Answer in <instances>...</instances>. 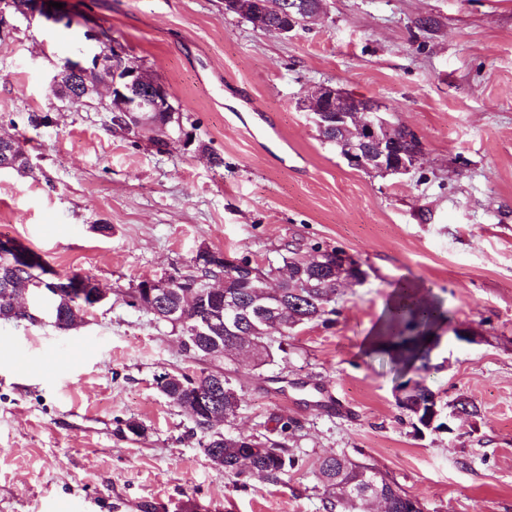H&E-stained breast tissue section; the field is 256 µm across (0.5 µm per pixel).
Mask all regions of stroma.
<instances>
[{"label": "stroma", "instance_id": "35a3bbf8", "mask_svg": "<svg viewBox=\"0 0 512 512\" xmlns=\"http://www.w3.org/2000/svg\"><path fill=\"white\" fill-rule=\"evenodd\" d=\"M62 3L77 26L19 17L0 41V134L30 165L0 171V239L93 277L109 300L67 331L44 312L0 321V512H323L317 464L336 453L388 474L423 512H512V0H324L287 37L224 0ZM89 27L169 89L183 134L167 151L151 130L125 138L109 113L53 95ZM323 84L414 130L416 169L350 168L299 106ZM317 244L366 277L260 368L189 356L171 325L124 300L188 271L203 246L264 265ZM404 281L446 313L428 385L480 408L447 432L416 430L395 403L399 376L363 348ZM210 371L241 395L219 432L296 422L297 463L279 482L225 475L155 385Z\"/></svg>", "mask_w": 512, "mask_h": 512}]
</instances>
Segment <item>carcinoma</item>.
Returning <instances> with one entry per match:
<instances>
[{
    "label": "carcinoma",
    "instance_id": "carcinoma-1",
    "mask_svg": "<svg viewBox=\"0 0 512 512\" xmlns=\"http://www.w3.org/2000/svg\"><path fill=\"white\" fill-rule=\"evenodd\" d=\"M159 128L152 138L157 151L163 152L169 147V136L180 129V117L175 120L164 114L156 117ZM26 261L22 262L12 253L0 252V320H25L27 316L14 305V295L33 286L30 270L44 271L48 264L24 245H19ZM336 252L320 245L311 251L300 254L296 251L288 256V277L279 282L277 306L280 307L279 319L282 325L280 335L286 336L295 327L316 321H328V316L336 313L337 274L331 264L318 267L309 263L315 253ZM255 273L251 276L234 273L223 265L213 266L208 259L194 260V269L180 275V281L173 285L168 301L188 308V315L194 317L204 313L212 306L211 297L205 294V283L219 274L224 275V298L236 305V320L244 327L240 335H224V342H234V346H247L255 367L266 365L273 357V349H282L274 337L267 334L268 326L259 322H247L249 306L253 300V285L264 276L271 279L276 268L253 264ZM67 282H59L56 287L64 289V294L53 300L55 312L54 324L60 330H68L81 317V313L90 307V299L82 298L66 290ZM390 328L393 330L392 349L387 351L392 362L412 366L421 362L414 386L409 381L397 385L403 391L397 398V406L409 416L424 424L431 411V399L434 391L426 383L422 373L430 369V354L435 329L443 322L444 313L434 298L424 300L413 290L402 291L397 302L388 310ZM213 373L209 372L194 379L187 374L173 373L167 382L166 398L184 408L193 418L196 426L207 435L203 443L207 456L212 449H220L224 473L239 477L243 474L240 461L250 460L251 471L262 474L272 481H279L288 469L295 466V460L288 455L285 443L267 435L226 436L210 433L213 427L211 417L196 408V392ZM240 406V395L230 378H224V396L220 402L221 420L236 414ZM323 498L324 512H343L349 508L353 512H363L372 501L386 504L387 512H422L419 502L409 496L386 474L370 464L352 459L344 454H336L322 459L318 464Z\"/></svg>",
    "mask_w": 512,
    "mask_h": 512
}]
</instances>
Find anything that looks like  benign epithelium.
<instances>
[{
	"mask_svg": "<svg viewBox=\"0 0 512 512\" xmlns=\"http://www.w3.org/2000/svg\"><path fill=\"white\" fill-rule=\"evenodd\" d=\"M241 5L257 17L256 28L266 29L262 19L268 16L269 0H236V6ZM322 5L323 0H285L280 11L282 22L272 32L280 36L289 35L302 19L322 12ZM85 39L80 57L76 60L68 58L59 67V70L72 75V87L68 90L70 100L78 102L94 97V89L86 76L106 72L112 75V84L103 99L105 109L125 122L134 134L140 133L139 117L175 111L169 91L162 84L148 79L142 66L129 62L119 43L114 41L110 48L103 49L99 33L89 31L85 33ZM307 99L312 103L318 129L336 131V147L351 168L392 175H407L415 168L422 154L419 138L412 130L384 119L380 115L382 106L378 103L355 98L329 85L314 88ZM403 139L416 143V149L410 153L399 150ZM213 258L235 273L244 274L252 270L253 261L246 257L232 259L224 253H215ZM175 281L174 276L150 280L149 300L162 306L163 317L168 322L182 327L181 339L186 343H199L211 337L215 321L224 320V309H219L214 315L187 317L179 309L164 303V296ZM93 286V281L84 277L71 280L73 288L91 289L90 297L97 305L107 299V294L102 289H93Z\"/></svg>",
	"mask_w": 512,
	"mask_h": 512,
	"instance_id": "7a95c632",
	"label": "benign epithelium"
}]
</instances>
